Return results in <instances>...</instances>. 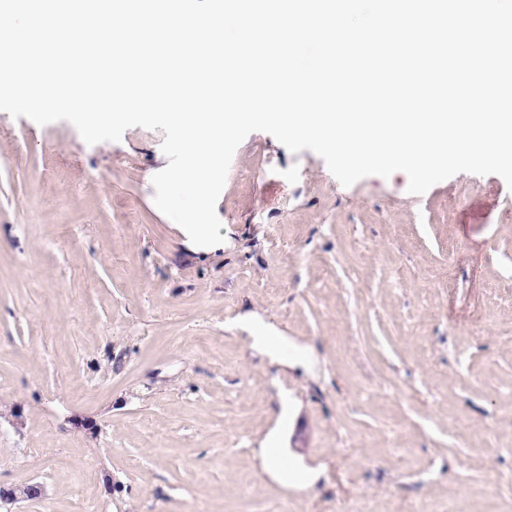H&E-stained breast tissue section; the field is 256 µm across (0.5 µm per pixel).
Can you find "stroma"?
<instances>
[{
	"label": "stroma",
	"instance_id": "obj_1",
	"mask_svg": "<svg viewBox=\"0 0 512 512\" xmlns=\"http://www.w3.org/2000/svg\"><path fill=\"white\" fill-rule=\"evenodd\" d=\"M164 137L0 112V489L39 488L0 512H512L505 181L346 188L255 132L199 247Z\"/></svg>",
	"mask_w": 512,
	"mask_h": 512
}]
</instances>
